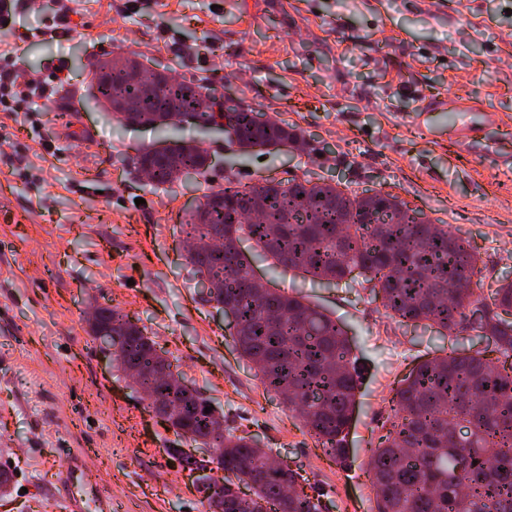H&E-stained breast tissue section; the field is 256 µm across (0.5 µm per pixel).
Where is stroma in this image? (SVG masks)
<instances>
[{
	"mask_svg": "<svg viewBox=\"0 0 512 512\" xmlns=\"http://www.w3.org/2000/svg\"><path fill=\"white\" fill-rule=\"evenodd\" d=\"M59 2L0 13L20 66L60 83L33 115L0 122V470L13 476L0 512H62L67 451L119 512L208 508L170 455L184 440L92 335L99 306L144 328L225 425L301 469L325 512H376L369 463L393 388L419 362L486 341L398 326L360 285L247 249L270 288L321 306L351 341L359 389L338 466L240 359L191 274L181 226L208 187L307 174L399 196L467 238L483 284L512 278V0H74L68 28L53 31ZM113 52L235 94L303 140L240 152L196 120L121 127L87 90ZM181 141L207 151L203 173L157 187L135 171L140 149Z\"/></svg>",
	"mask_w": 512,
	"mask_h": 512,
	"instance_id": "stroma-1",
	"label": "stroma"
}]
</instances>
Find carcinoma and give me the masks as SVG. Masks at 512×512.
Listing matches in <instances>:
<instances>
[{"instance_id": "1", "label": "carcinoma", "mask_w": 512, "mask_h": 512, "mask_svg": "<svg viewBox=\"0 0 512 512\" xmlns=\"http://www.w3.org/2000/svg\"><path fill=\"white\" fill-rule=\"evenodd\" d=\"M136 69V60L122 56L97 82L94 98L112 103L113 121L169 126L174 111L209 120L211 89L159 74L155 94L144 97ZM224 136L242 152L303 140L286 124L257 122L249 108L232 113ZM136 165L148 166L153 181L164 185L181 169L203 170L208 158L193 145L174 144L166 154L142 152ZM257 196L264 209L252 219ZM204 198L183 233L199 241L219 235L224 249L189 255L194 275L214 286L213 301L235 307L242 334L232 337L233 345L264 390L284 396L336 462L348 458L359 385L346 331L298 295L259 288L242 243L321 281L369 288L399 326H429L442 335L472 330L490 341L488 352L426 359L400 381L391 399L394 420L373 451L369 476L378 512H512V280H500L486 302L472 286L479 257L465 239L391 193L356 196L336 183L293 178L261 186L229 182ZM107 320L124 336L117 368L138 369L143 391L158 389L156 372L166 361L152 355L155 341L108 307L92 334ZM165 390L182 407L176 436L194 444L207 437L218 410L205 412L210 403L195 387ZM222 448L223 475L197 476L211 512H322L320 495L307 492L309 479L271 462L247 436L226 428ZM299 481L300 492L284 493ZM220 482L223 497L216 499L208 490ZM243 484L251 489L248 499L240 498Z\"/></svg>"}]
</instances>
